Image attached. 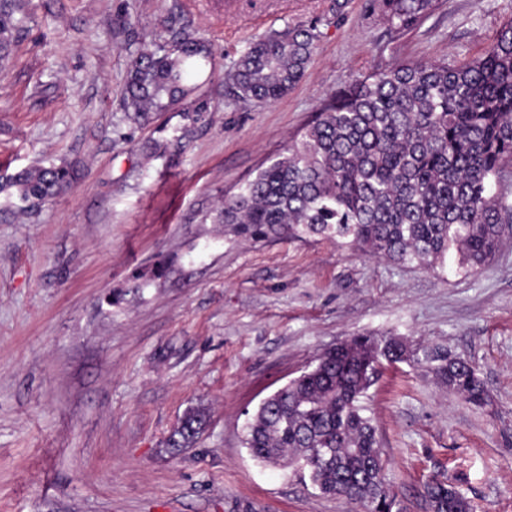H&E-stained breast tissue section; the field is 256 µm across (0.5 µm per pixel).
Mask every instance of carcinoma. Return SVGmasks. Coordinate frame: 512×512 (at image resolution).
Instances as JSON below:
<instances>
[{
  "instance_id": "obj_1",
  "label": "carcinoma",
  "mask_w": 512,
  "mask_h": 512,
  "mask_svg": "<svg viewBox=\"0 0 512 512\" xmlns=\"http://www.w3.org/2000/svg\"><path fill=\"white\" fill-rule=\"evenodd\" d=\"M396 34L420 27L441 0H376ZM21 0H0V59L11 52ZM318 38L315 26L274 31L251 43L228 72L245 103H274L303 78ZM209 50L191 24L175 38L137 53L124 101L148 123L183 103L195 88L186 75ZM207 101L184 111L206 121ZM512 20L479 56L395 62L345 80L325 101L302 138L224 200L215 221L252 239L319 236L353 251L427 268L458 255L457 271L473 275L499 250L512 224ZM65 166L32 167L0 181L9 205L29 213L71 180ZM382 344L380 360L429 367L448 391L482 407L487 392L477 369L439 347L411 350L389 336H355L319 354L298 377L263 399L248 417L242 444L262 463L304 465L323 494L372 501L394 512L386 491L377 430L361 404L371 387L363 368ZM206 424L188 410L166 441L179 451ZM430 512H472L451 483L425 487Z\"/></svg>"
}]
</instances>
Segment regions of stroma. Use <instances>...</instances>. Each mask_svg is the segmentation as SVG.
I'll return each instance as SVG.
<instances>
[{
    "label": "stroma",
    "mask_w": 512,
    "mask_h": 512,
    "mask_svg": "<svg viewBox=\"0 0 512 512\" xmlns=\"http://www.w3.org/2000/svg\"><path fill=\"white\" fill-rule=\"evenodd\" d=\"M512 0H443L396 37L373 0H26L0 60V177L68 166L27 215L0 195V512H357L241 443L247 411L357 335L438 345L479 372L490 403L425 366L388 368L367 405L400 512L431 479L473 512H512V232L476 274L399 265L312 237L257 241L215 221L226 196L300 139L337 83L396 61L479 55ZM190 21L211 61L179 111L134 123L133 55ZM315 24L309 67L272 104L225 75L250 43ZM168 151L151 155L153 139ZM194 447L165 440L184 413ZM206 424L205 414L198 408H191L182 417L179 425L166 441V447L174 451L191 448L197 442Z\"/></svg>",
    "instance_id": "35a3bbf8"
}]
</instances>
